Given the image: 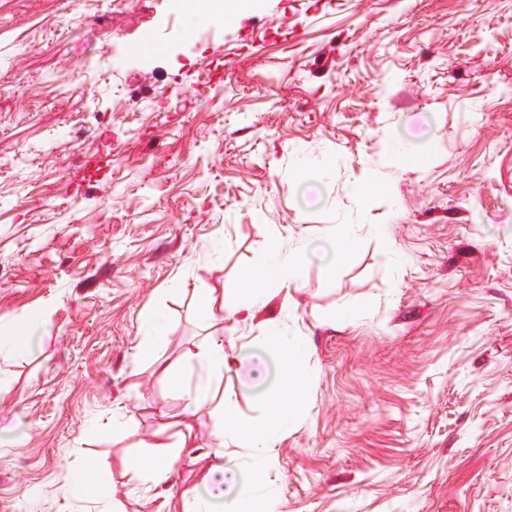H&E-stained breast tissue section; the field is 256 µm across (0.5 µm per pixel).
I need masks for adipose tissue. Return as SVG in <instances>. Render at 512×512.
Segmentation results:
<instances>
[{
  "mask_svg": "<svg viewBox=\"0 0 512 512\" xmlns=\"http://www.w3.org/2000/svg\"><path fill=\"white\" fill-rule=\"evenodd\" d=\"M298 264L299 255L295 252L286 253L275 264H261L265 285L285 281ZM264 287L245 282L239 287L224 290L219 296L214 291H205L197 299L198 317L206 322L218 311L228 316L234 315L242 295H249L253 303L262 302ZM265 342L276 350L281 366L277 390L268 404L265 421L257 423L245 417L232 402L221 400L217 403L219 418L213 429L212 456L215 463L212 470L222 482L231 484L235 493L218 504L213 498L199 495L195 488L184 489L179 497L180 512H214L218 506L222 507L223 512H268L267 502L257 497L262 468L270 459L274 436L294 423L302 413L309 376L302 367L305 347L301 342L274 333L267 334ZM233 362V356L225 353L223 345L216 342L205 350H185L181 357L182 365L203 368L205 375L204 383L188 395L190 406L195 407L210 400L212 390L220 385L225 369ZM235 440L246 442L260 463L259 468L254 469L245 481L240 478L238 461L226 452L228 443Z\"/></svg>",
  "mask_w": 512,
  "mask_h": 512,
  "instance_id": "1",
  "label": "adipose tissue"
}]
</instances>
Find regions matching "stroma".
Returning <instances> with one entry per match:
<instances>
[{
	"label": "stroma",
	"instance_id": "obj_1",
	"mask_svg": "<svg viewBox=\"0 0 512 512\" xmlns=\"http://www.w3.org/2000/svg\"><path fill=\"white\" fill-rule=\"evenodd\" d=\"M223 7L0 0V335L35 325L0 354V512H86L96 490L61 487L91 463L117 512H167L124 475L148 444L172 492L210 489L201 370L140 351L156 310L164 361L239 355L222 387L258 422L260 336L305 342L274 512H512V0ZM87 156L112 172L78 191ZM336 224L345 264L312 252ZM303 247L264 304L199 321L198 293ZM326 234L333 239L331 244L335 248V262L338 264L347 262L353 253V234L347 230L336 228L335 225L328 229Z\"/></svg>",
	"mask_w": 512,
	"mask_h": 512
}]
</instances>
